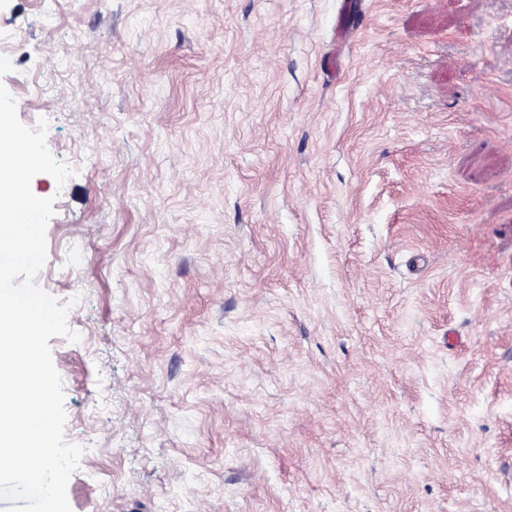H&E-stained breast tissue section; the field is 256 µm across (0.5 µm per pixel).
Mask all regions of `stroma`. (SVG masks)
Returning <instances> with one entry per match:
<instances>
[{
  "mask_svg": "<svg viewBox=\"0 0 512 512\" xmlns=\"http://www.w3.org/2000/svg\"><path fill=\"white\" fill-rule=\"evenodd\" d=\"M73 169L36 282L72 512H512V0H0Z\"/></svg>",
  "mask_w": 512,
  "mask_h": 512,
  "instance_id": "obj_1",
  "label": "stroma"
}]
</instances>
